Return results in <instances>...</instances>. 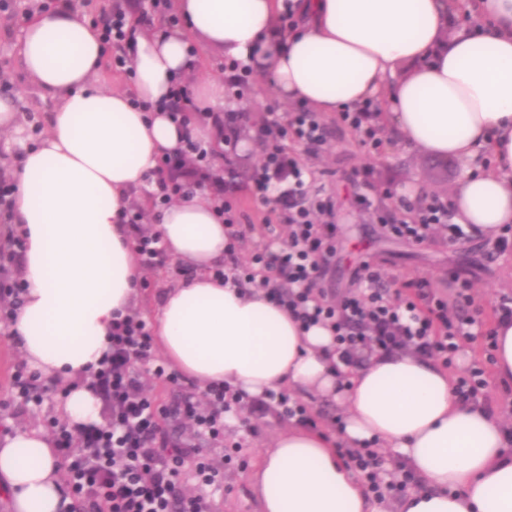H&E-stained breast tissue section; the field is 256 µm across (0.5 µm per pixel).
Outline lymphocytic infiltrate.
<instances>
[{"label":"lymphocytic infiltrate","instance_id":"f902f5d3","mask_svg":"<svg viewBox=\"0 0 512 512\" xmlns=\"http://www.w3.org/2000/svg\"><path fill=\"white\" fill-rule=\"evenodd\" d=\"M132 9L164 19L171 27L179 23L171 12L170 0H110L98 24L117 70L126 66L123 48L131 37L127 16ZM376 112L370 101L337 113L331 122L305 105L286 113L269 112L261 136L262 161L250 183L254 198L269 206L277 222L285 225L286 240L278 251L255 252L252 262L273 271L275 278L260 281L255 275L245 274L233 254L225 259L220 274L238 284L259 283L274 303L303 324L329 323L336 352L348 365H357L376 352L402 350L431 356L445 364L457 355L462 342L480 335L488 339L493 336L471 310L470 283L453 280L454 297L450 300L436 296L422 277L408 279L406 292H393L386 288L381 268L365 260L354 271L355 291L342 299H327L317 286L336 254V202L322 191L306 190L301 157L318 154L334 125L350 129L369 153H380L383 137ZM242 120L241 112L232 107L225 109L224 167L213 170L211 178H204L202 170L183 167L184 157L198 158L206 153L204 141L187 139L181 154L164 157L150 192L153 201L166 204L182 191L187 180L202 178L225 198V223L245 221V213L230 202L241 189L233 156ZM277 182L287 183L288 188L270 197L269 191ZM402 208V216L390 214L381 219L391 237L418 242L439 235L455 242L465 235L462 225L454 223L448 204L439 197L417 207L406 202ZM23 248L24 240L18 235L8 247L0 246V323L4 325L10 324L13 312L22 303L25 284L12 270ZM145 369L176 387L180 400L171 406H156L143 388L141 372ZM93 377L95 387L110 403L109 426L90 434L78 447L70 432L57 437L74 498L71 512H94L102 504L107 512H213L204 495L183 492L181 468L186 460H193L203 482L215 483L219 472L212 464L198 461V442H222L224 415L234 405L244 404L256 418L272 411L300 424H317L314 414L283 390L246 403L231 386H216L207 392L205 401H198L194 385L168 372L155 358L152 328L137 315L115 322L111 349ZM337 452L376 500L400 496L422 485L418 475L403 465L396 466L395 479L385 480L376 449L341 445Z\"/></svg>","mask_w":512,"mask_h":512}]
</instances>
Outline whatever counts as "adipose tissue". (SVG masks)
I'll use <instances>...</instances> for the list:
<instances>
[{"label":"adipose tissue","instance_id":"ef3b65f1","mask_svg":"<svg viewBox=\"0 0 512 512\" xmlns=\"http://www.w3.org/2000/svg\"><path fill=\"white\" fill-rule=\"evenodd\" d=\"M171 7L173 29L131 17L123 89L100 82L109 51L80 13L34 10L22 28L23 68L55 109L12 173L27 288L9 332L40 380L63 387L56 414L72 426L100 422L90 375L116 316L141 299L144 273L119 211L144 197L162 158L187 138L213 135L212 123L181 127L138 107L166 96L194 60L246 62L281 102L322 113L374 101L380 125L406 147L469 165L450 198L455 223L492 239L512 224V0H293L296 23L282 36L283 0ZM456 16L463 22L454 27ZM157 232L186 272L162 293L154 327L172 372L203 390L226 382L259 399L288 388L341 405L351 447L393 449L422 479L401 512H512V421L461 402L442 363L395 352L346 367L328 327L301 328L262 290L224 282L228 227L212 195L171 202ZM251 482L260 512H373L321 432L280 433ZM66 489L47 433L0 434V494L13 512H68Z\"/></svg>","mask_w":512,"mask_h":512}]
</instances>
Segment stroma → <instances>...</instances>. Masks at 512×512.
Segmentation results:
<instances>
[{"instance_id":"1","label":"stroma","mask_w":512,"mask_h":512,"mask_svg":"<svg viewBox=\"0 0 512 512\" xmlns=\"http://www.w3.org/2000/svg\"><path fill=\"white\" fill-rule=\"evenodd\" d=\"M53 7V0H12V21L0 26V68L8 69L12 83L8 95L21 107L31 108L33 116L51 112L54 102L43 96L29 81L19 59V36L24 18L32 4ZM385 148L381 154H365L353 132L346 128L332 130L329 136L327 164L309 162L319 175V182L336 201V258L319 286L327 294L342 296L353 288L352 274L361 261H371L389 277L403 280L407 275L427 278L440 293H448V280L457 277L474 286V299L483 309L486 321H494L498 298L512 293V244L500 247L496 240L469 236L455 243L431 238L420 243L389 237L377 218L378 211L398 212L400 197L411 203L436 192L437 181L456 186L465 169L455 158L436 159L410 150L391 133H384ZM373 165L379 175L380 190L369 209L353 202V188L348 173L364 165ZM416 186V194H407V186ZM238 206L255 224L239 244L241 262L251 254L269 246L280 248L284 232L281 226L267 228L262 221L263 207L249 192L237 196ZM21 357L18 348L0 328V424L8 427L36 426L54 434L61 426L55 413L58 392H51L37 403L21 402L15 396L13 375ZM286 424L269 414L253 421L251 426L239 424L225 429V446L238 445V459L226 462L223 448L202 442L201 453L221 472L222 483L208 487L215 512H257V499L250 483V473L265 448L285 430Z\"/></svg>"}]
</instances>
